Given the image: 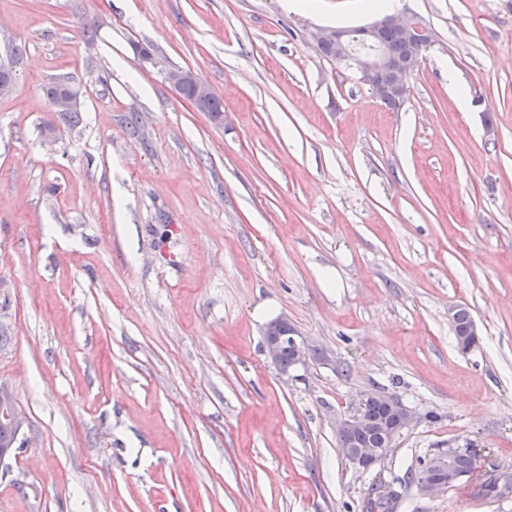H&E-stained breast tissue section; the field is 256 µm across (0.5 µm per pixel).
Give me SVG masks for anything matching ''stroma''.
Masks as SVG:
<instances>
[{"label": "stroma", "mask_w": 512, "mask_h": 512, "mask_svg": "<svg viewBox=\"0 0 512 512\" xmlns=\"http://www.w3.org/2000/svg\"><path fill=\"white\" fill-rule=\"evenodd\" d=\"M283 2L0 0V387L27 419L0 512H362L470 445L512 474V0H398L436 44L395 110L313 38L372 13ZM281 317L335 365L280 376ZM376 388L422 418L360 473L335 421ZM400 493L395 512H512L474 480ZM166 77L173 88L179 89L188 79L193 78L194 76L183 70H169L166 72ZM195 91L196 85L193 81L185 84L181 90L182 95L185 97H193ZM210 92L211 89L209 87L199 85L196 95L193 98L186 100L197 110L201 98ZM70 84L67 81L59 80L44 86L43 91L48 101H55L52 104L54 112H63V119L72 126L79 123L78 103L74 107L71 105L78 100L79 92L72 85L70 86L71 95L67 99H60L67 95ZM60 99V100H58ZM70 108V109H69ZM69 109V110H68ZM68 110V111H67ZM67 111V112H65ZM456 307L458 309L455 312L453 319L451 320V325L457 340V344H459L462 350L466 352L470 348L472 349L478 343V325L475 319L473 323L472 313L466 306L457 305ZM472 323V331L474 334L473 336L470 334Z\"/></svg>", "instance_id": "obj_1"}]
</instances>
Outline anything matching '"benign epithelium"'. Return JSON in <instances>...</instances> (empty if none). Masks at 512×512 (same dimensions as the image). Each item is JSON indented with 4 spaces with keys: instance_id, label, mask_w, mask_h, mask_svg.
<instances>
[{
    "instance_id": "obj_1",
    "label": "benign epithelium",
    "mask_w": 512,
    "mask_h": 512,
    "mask_svg": "<svg viewBox=\"0 0 512 512\" xmlns=\"http://www.w3.org/2000/svg\"><path fill=\"white\" fill-rule=\"evenodd\" d=\"M382 27L393 28L402 34L405 40L403 56H395L385 44L377 41L378 30ZM314 39L330 45L336 52V61L351 63L359 75V80L368 86L377 99L383 94L401 92L403 84L418 69L426 52L434 44L433 33L425 24L414 17L397 15L386 16L357 28H319L314 33ZM382 71L390 73V83L386 85L375 83L377 74ZM280 323L288 326V330L283 334H266L263 351L280 375L286 376L290 374L291 368L306 365L316 346L294 326L288 324L287 319H280ZM287 344L293 348V358L290 366L285 368L281 365L280 358L282 348ZM370 400L400 408L403 417L389 428L386 441L377 448L370 444L357 447L355 441H347L346 448L343 449L344 456L359 472H368L389 457L403 435L422 418L420 413L407 406L398 395L374 389L361 396L353 414L336 420V433L352 437L363 428V411ZM416 489L422 496L438 497L448 492V481L421 480L416 484Z\"/></svg>"
}]
</instances>
